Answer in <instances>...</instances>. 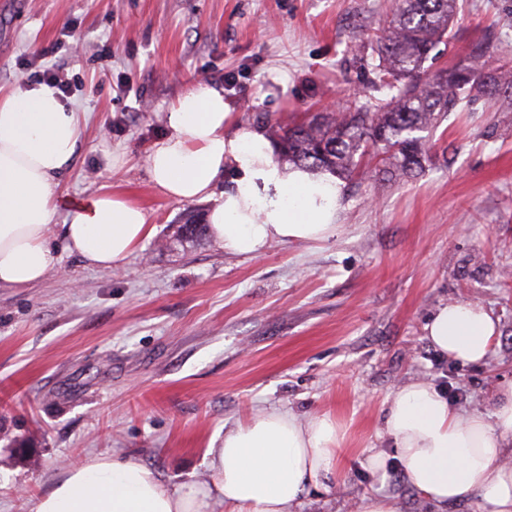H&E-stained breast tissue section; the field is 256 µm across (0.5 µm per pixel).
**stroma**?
<instances>
[{
    "label": "stroma",
    "instance_id": "stroma-1",
    "mask_svg": "<svg viewBox=\"0 0 512 512\" xmlns=\"http://www.w3.org/2000/svg\"><path fill=\"white\" fill-rule=\"evenodd\" d=\"M391 0H0V86L52 67L73 79L82 151L61 179L80 199L111 184L142 205L152 236L119 270L63 255L27 288H0V512H34L65 468L121 454L169 485L211 477L207 450L257 411L327 414L336 473L301 512H358L391 495L433 512L403 472L377 480L369 448L393 450L391 394L423 380L492 419L512 381V112L479 98L433 132L418 176L341 182L333 238L273 243L256 257L213 239L167 249L187 214L149 182L146 156L192 85L223 90L238 124L289 119L373 95L354 49ZM438 63L512 42V0H464ZM127 160L113 170V154ZM472 301L497 321L488 357L436 352L424 326ZM26 438L17 451L13 442Z\"/></svg>",
    "mask_w": 512,
    "mask_h": 512
}]
</instances>
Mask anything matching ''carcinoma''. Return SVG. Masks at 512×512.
<instances>
[{
	"mask_svg": "<svg viewBox=\"0 0 512 512\" xmlns=\"http://www.w3.org/2000/svg\"><path fill=\"white\" fill-rule=\"evenodd\" d=\"M460 0H396L392 13L371 35L373 85L380 98H355L335 112L307 113L286 122L267 112L248 115L275 147V154L312 174L349 179L379 160L378 173L413 177L424 169L428 145L422 133L456 110L472 90L512 109V55L502 51L495 68L479 81L476 67L461 60L435 68L432 55L453 39ZM190 241L206 236L207 224L190 217L178 226Z\"/></svg>",
	"mask_w": 512,
	"mask_h": 512,
	"instance_id": "1",
	"label": "carcinoma"
}]
</instances>
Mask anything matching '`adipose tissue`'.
<instances>
[{
    "label": "adipose tissue",
    "mask_w": 512,
    "mask_h": 512,
    "mask_svg": "<svg viewBox=\"0 0 512 512\" xmlns=\"http://www.w3.org/2000/svg\"><path fill=\"white\" fill-rule=\"evenodd\" d=\"M234 119L222 90L200 85L179 95L167 134L148 153L153 188L178 203L213 200L208 231L232 254L334 236L337 180L279 166L265 135ZM82 122L55 88L0 86V288L41 281L64 253L120 269L153 233L144 208L122 191L73 203L58 194L78 156ZM227 171L229 184L218 188ZM424 331L440 354L476 363L488 357L496 323L476 304L455 303L440 307ZM382 431L395 448L369 449L373 476L401 469L435 512L466 500L477 512H512V382L497 391L489 421L452 407L431 383H406L393 393ZM338 437L329 415L303 420L269 409L209 446L210 482L171 487L130 457L99 456L53 480L35 512H300L307 490L335 474Z\"/></svg>",
    "instance_id": "1"
}]
</instances>
